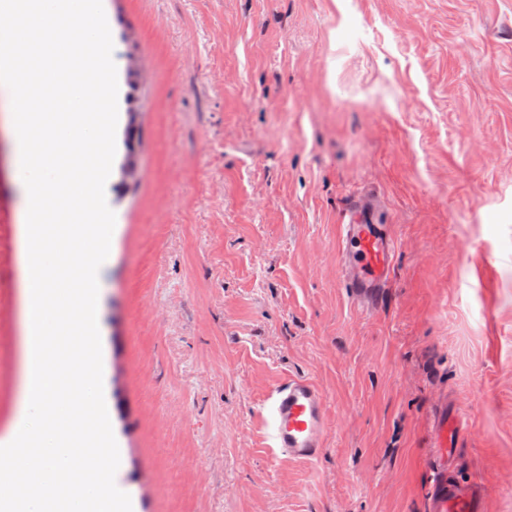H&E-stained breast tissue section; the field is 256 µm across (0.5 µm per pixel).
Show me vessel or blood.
I'll list each match as a JSON object with an SVG mask.
<instances>
[{
  "label": "vessel or blood",
  "instance_id": "vessel-or-blood-1",
  "mask_svg": "<svg viewBox=\"0 0 512 512\" xmlns=\"http://www.w3.org/2000/svg\"><path fill=\"white\" fill-rule=\"evenodd\" d=\"M348 221L339 227V250L344 268L343 286L358 301L374 298L387 280L395 252L393 238L385 225L373 219L372 207L353 201L346 212ZM270 448L296 461L320 456L329 430L325 396L310 378L290 376L278 383L263 405ZM468 432L463 421L439 419L432 428L435 448L451 452V440ZM494 485H512L511 475L488 474L480 481L455 478L440 469L433 479L429 512H485V493Z\"/></svg>",
  "mask_w": 512,
  "mask_h": 512
}]
</instances>
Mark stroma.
I'll use <instances>...</instances> for the list:
<instances>
[{
    "label": "stroma",
    "mask_w": 512,
    "mask_h": 512,
    "mask_svg": "<svg viewBox=\"0 0 512 512\" xmlns=\"http://www.w3.org/2000/svg\"><path fill=\"white\" fill-rule=\"evenodd\" d=\"M136 178L114 203L99 331L137 512H427L448 464L512 472V0H103ZM0 136V432L18 402L16 224ZM370 200L386 288L341 283ZM327 401L323 454L268 448L283 377ZM346 217L348 223L339 225L343 288L357 301L373 300L390 273L394 240L386 224L374 221L373 209L367 202L354 200Z\"/></svg>",
    "instance_id": "1"
}]
</instances>
